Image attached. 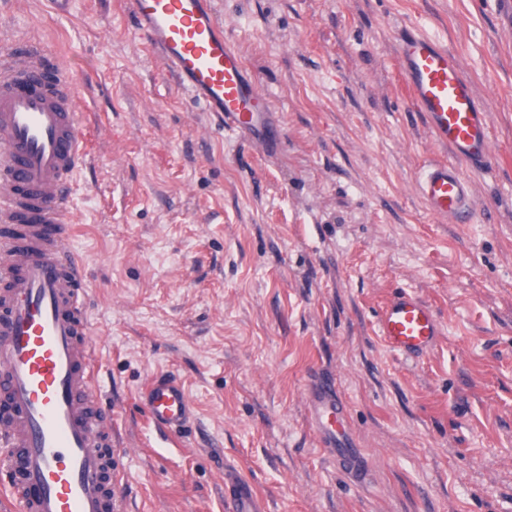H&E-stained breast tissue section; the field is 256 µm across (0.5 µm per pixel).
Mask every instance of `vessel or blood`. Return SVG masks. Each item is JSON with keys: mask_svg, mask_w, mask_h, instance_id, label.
Segmentation results:
<instances>
[{"mask_svg": "<svg viewBox=\"0 0 512 512\" xmlns=\"http://www.w3.org/2000/svg\"><path fill=\"white\" fill-rule=\"evenodd\" d=\"M134 27L192 102L225 129L253 137L272 131L273 107L224 32L217 0H125ZM400 72L410 98L451 160L426 164L416 190L427 210L471 223L472 189L461 164L492 159L487 112L459 58L424 33L405 32ZM76 65L34 35L0 49V394L16 410L0 423V497L14 512H115L112 416L93 387L99 363L85 317L87 272L69 247L68 187L90 139L79 110ZM385 346L417 357L439 332L418 295L393 296L378 318ZM141 399L149 423L183 437L193 408L182 380L159 372ZM311 421L349 469L364 457L348 440L344 405L323 378L309 390ZM228 512H267L251 483L224 474Z\"/></svg>", "mask_w": 512, "mask_h": 512, "instance_id": "1", "label": "vessel or blood"}]
</instances>
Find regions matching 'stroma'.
<instances>
[{
    "label": "stroma",
    "mask_w": 512,
    "mask_h": 512,
    "mask_svg": "<svg viewBox=\"0 0 512 512\" xmlns=\"http://www.w3.org/2000/svg\"><path fill=\"white\" fill-rule=\"evenodd\" d=\"M279 134L228 133L138 38L124 0H0V34L78 58L91 154L71 186L70 244L112 407L119 512H226L224 468L268 512H512V26L499 0H219ZM410 24L461 59L494 163L467 170L475 217L416 191L448 156L413 106L396 37ZM409 289L441 334L390 352L376 321ZM177 373L181 442L138 394ZM333 380L365 456L349 474L306 391Z\"/></svg>",
    "instance_id": "1"
}]
</instances>
